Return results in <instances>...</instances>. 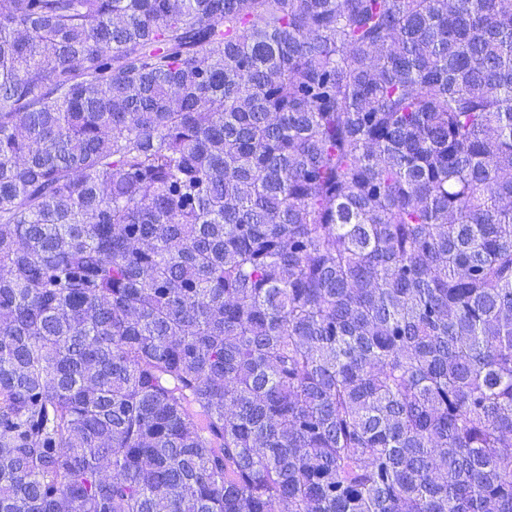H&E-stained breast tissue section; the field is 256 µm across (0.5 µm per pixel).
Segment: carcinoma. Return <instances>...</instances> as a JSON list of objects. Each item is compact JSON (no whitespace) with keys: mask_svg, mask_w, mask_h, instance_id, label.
<instances>
[{"mask_svg":"<svg viewBox=\"0 0 512 512\" xmlns=\"http://www.w3.org/2000/svg\"><path fill=\"white\" fill-rule=\"evenodd\" d=\"M512 512V0H0V512Z\"/></svg>","mask_w":512,"mask_h":512,"instance_id":"1","label":"carcinoma"}]
</instances>
